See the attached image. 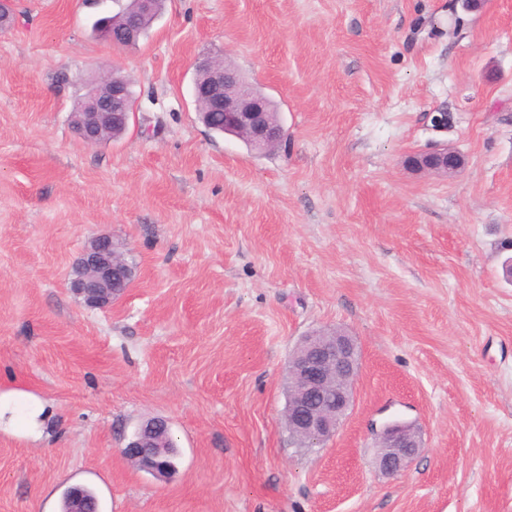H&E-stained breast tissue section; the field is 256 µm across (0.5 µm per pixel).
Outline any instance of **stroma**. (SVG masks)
Instances as JSON below:
<instances>
[{
  "instance_id": "obj_1",
  "label": "stroma",
  "mask_w": 512,
  "mask_h": 512,
  "mask_svg": "<svg viewBox=\"0 0 512 512\" xmlns=\"http://www.w3.org/2000/svg\"><path fill=\"white\" fill-rule=\"evenodd\" d=\"M119 8L15 0L0 29V391L49 415L0 432V512H59L76 484L101 512H512V0H166L121 48L93 29ZM206 53L271 97L281 149L201 122ZM104 65L132 114L90 146L70 114ZM437 143L458 176L408 168ZM99 234L136 268L105 309L69 286ZM330 327L360 347L355 401L307 450L289 357ZM151 418L166 476L120 453ZM395 419L422 450L387 476ZM376 436L378 449L373 463L389 476L403 474L422 447L418 430L399 420L385 422Z\"/></svg>"
}]
</instances>
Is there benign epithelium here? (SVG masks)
Returning a JSON list of instances; mask_svg holds the SVG:
<instances>
[{
    "mask_svg": "<svg viewBox=\"0 0 512 512\" xmlns=\"http://www.w3.org/2000/svg\"><path fill=\"white\" fill-rule=\"evenodd\" d=\"M106 38L117 46H130L141 36L139 17L122 25L105 26ZM207 70L204 81H194L193 96L203 118L212 112L224 113V127L243 135L254 151L264 153L282 145L285 129L268 119L272 102L234 67L199 61L196 69ZM85 110L71 114L72 127L88 145L107 140L115 129L112 106L129 98L128 85L112 77L108 68L85 88ZM464 166L463 156L446 145H434L411 157L414 171L452 176ZM128 266L125 256L109 235L93 237L83 249L70 286L89 308L104 309L124 293L116 278V267ZM293 382L288 402V425L296 436L315 448L329 440L354 399L358 373V350L354 337L336 330L329 336L310 334L300 341L291 360ZM169 424L151 419L141 424L121 453L140 469L167 473ZM377 453L373 463L389 476L403 474L421 448L418 430L411 424L392 420L376 433ZM69 512H97L85 498L83 487H71Z\"/></svg>",
    "mask_w": 512,
    "mask_h": 512,
    "instance_id": "obj_1",
    "label": "benign epithelium"
}]
</instances>
